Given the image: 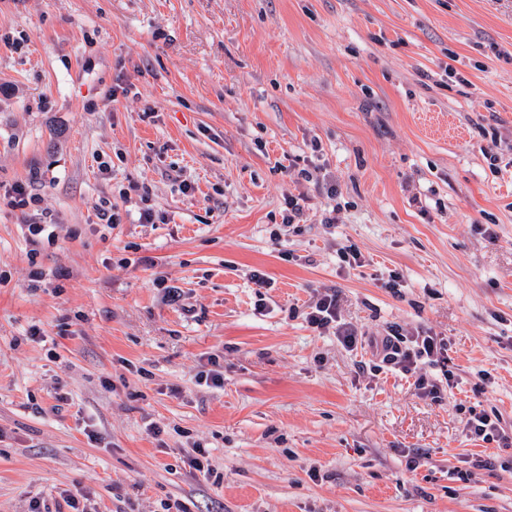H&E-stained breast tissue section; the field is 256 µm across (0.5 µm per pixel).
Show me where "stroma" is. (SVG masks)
<instances>
[{
	"label": "stroma",
	"mask_w": 512,
	"mask_h": 512,
	"mask_svg": "<svg viewBox=\"0 0 512 512\" xmlns=\"http://www.w3.org/2000/svg\"><path fill=\"white\" fill-rule=\"evenodd\" d=\"M0 273V512H512V0H0ZM338 297L336 292H327L318 297L310 306V312L306 315L309 327L315 330H326L333 322H336ZM401 336H384L370 342L375 355L387 365L399 366L406 373L415 372L419 364L436 365L442 360V344L433 336H416L412 346L404 345ZM470 432L476 439L482 441H494V438L504 439L496 422L482 412L473 411V417L470 420Z\"/></svg>",
	"instance_id": "stroma-1"
}]
</instances>
